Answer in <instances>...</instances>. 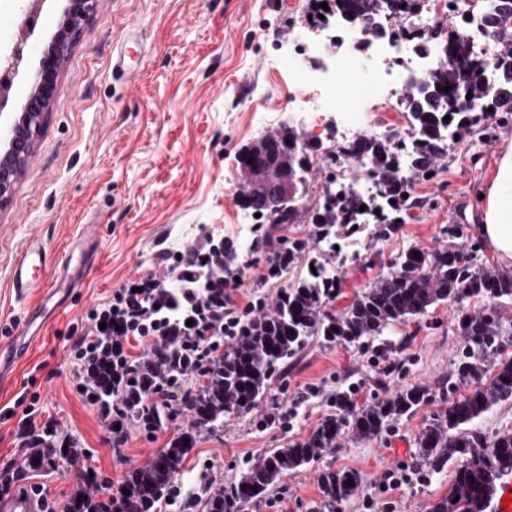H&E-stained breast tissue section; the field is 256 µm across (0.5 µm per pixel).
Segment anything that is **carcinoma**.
I'll return each mask as SVG.
<instances>
[{"label": "carcinoma", "mask_w": 512, "mask_h": 512, "mask_svg": "<svg viewBox=\"0 0 512 512\" xmlns=\"http://www.w3.org/2000/svg\"><path fill=\"white\" fill-rule=\"evenodd\" d=\"M322 1L328 4L329 10L316 8L313 17L317 22H328L332 17L356 23L366 21L373 37L384 34L377 29L379 16L401 20L404 13L419 9L422 2L314 0ZM485 23L494 31L498 45L497 85H486L482 64L474 56L465 34L459 32L449 39L427 75L429 94L424 98L412 95L404 98L403 105L411 117L407 161L400 162L396 155L397 142H405L397 133L385 140L360 145L338 143L324 152L332 167L345 157H365L366 177L371 183L365 206L354 190V180L337 194L325 187L324 200L311 221L321 226L319 239L326 243L327 251L336 253V239L365 227L363 216L368 211L385 212L375 229L378 236L387 237L393 232L398 213L410 198L413 176L434 172L437 161L445 154L438 146L442 134L455 136L460 129L480 122L481 117L491 113L512 114V0H499L485 15ZM446 86L450 90H444ZM469 93L482 102L481 114L470 115L462 108ZM447 115L448 121L444 120ZM273 145L288 146L279 156V165L288 168L292 199L274 216L256 203L245 209L260 214L263 219L271 218L275 224H291L299 216L296 201L299 188L304 186L299 171L305 166L306 150L311 148L297 129L285 126L242 152L243 156L253 158V163L243 166L249 186L244 197L256 196L276 176V170L267 161L268 150ZM416 251L412 248L400 255L389 273L360 293L337 316L325 314L319 301L321 289L332 287L335 276L318 258H312L310 264L321 271V277L301 280L282 289L273 313L249 320L230 349L208 363L205 386L187 400L192 425L150 464L126 475L123 512H162L163 506L177 494L173 479L179 465L194 448L198 433L221 427L226 415L253 409L280 372L281 365L313 336L340 337L350 342L380 336L389 326L448 301L459 306L458 326L467 343L457 363V377L462 381L482 378L487 373L486 363L500 355L508 346L506 339L512 335L493 304L497 299L512 297V273L478 264L474 248L468 253L456 249H422L418 258L414 256ZM233 260L234 253L228 246L222 252L212 251L211 260L207 261L210 274L221 277L224 267ZM198 278L199 273L192 270L183 273L171 283V296L189 294ZM472 297L485 298L488 305L470 312L465 302ZM174 341L171 347L140 361L127 385L112 381V339L99 340L95 356L87 365L96 382L94 394L99 402L108 404L119 398L127 404L130 416L139 418L137 403L143 392L167 376L185 377L196 365L195 352L183 346L179 338ZM508 399H512V358L497 362L487 386L446 403L425 425L419 439V456L433 468L451 459L456 466L448 495L433 505L430 512H492L498 487L504 478L512 475V433L488 439L477 432H463L461 427ZM427 401L428 391L421 386L399 389L385 400L366 407H358L346 396H339L338 414L328 416L305 441L259 456L230 494L219 491L207 497V512H241L245 505L262 497L282 475L317 461L319 451L335 447L341 435L350 432L361 438H374L387 422L413 412ZM76 452L72 444L65 449L57 447L47 431L39 445L30 449L28 460L33 468L42 469L58 457L67 458ZM317 480L321 507L327 512H336V507L354 495L360 483L357 473L330 468L318 472Z\"/></svg>", "instance_id": "1"}]
</instances>
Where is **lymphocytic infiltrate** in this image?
<instances>
[{
    "mask_svg": "<svg viewBox=\"0 0 512 512\" xmlns=\"http://www.w3.org/2000/svg\"><path fill=\"white\" fill-rule=\"evenodd\" d=\"M242 284L235 277L225 276L219 284H198L195 290V309L191 322L175 324L157 323V309L167 308L169 287L154 276L128 281L112 294L106 307L92 311V326L85 336L72 347L74 358L89 353L97 338H112L115 360L114 370H121L130 360L127 346L130 340L153 337L155 346H163L170 337L183 336L195 343L200 353H207L212 346L213 335L236 337L243 316L255 309L253 300L239 303L235 300Z\"/></svg>",
    "mask_w": 512,
    "mask_h": 512,
    "instance_id": "obj_1",
    "label": "lymphocytic infiltrate"
}]
</instances>
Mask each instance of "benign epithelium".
<instances>
[{
    "instance_id": "obj_1",
    "label": "benign epithelium",
    "mask_w": 512,
    "mask_h": 512,
    "mask_svg": "<svg viewBox=\"0 0 512 512\" xmlns=\"http://www.w3.org/2000/svg\"><path fill=\"white\" fill-rule=\"evenodd\" d=\"M96 0H68L65 19L54 43L44 51L38 80L27 100L25 112L18 121L0 127V143L9 146L8 159L0 163V208L9 198V194L18 174L27 165L35 141L41 134L44 110L49 105L56 91V79L60 59L68 39L77 34L82 23L94 9ZM288 193V173H283L268 189L265 207L278 208L283 195Z\"/></svg>"
}]
</instances>
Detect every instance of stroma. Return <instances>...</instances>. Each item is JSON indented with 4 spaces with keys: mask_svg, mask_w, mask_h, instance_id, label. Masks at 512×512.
<instances>
[{
    "mask_svg": "<svg viewBox=\"0 0 512 512\" xmlns=\"http://www.w3.org/2000/svg\"><path fill=\"white\" fill-rule=\"evenodd\" d=\"M305 2L97 0L69 41L42 133L0 208V340L28 318L40 335L0 385V411L6 413L0 418V473L19 471L13 493L37 484L47 498L62 500L85 486L86 472L122 484L129 471L149 464L190 427L192 416L181 405L164 418L156 437L129 424L118 459L97 407L75 391L73 374L81 363L71 345L88 331L90 311L127 281L163 274L167 259L188 255L201 237L217 232L236 247L244 287L264 299L267 310H274L284 282L306 276L308 258L320 251L318 227L308 217L320 198L324 162L305 174L294 223L237 222L239 197L247 189L241 150L284 124L309 131L303 114L288 106L297 87L281 65L306 23ZM65 8V0H46L31 32L17 24L26 0H0V60L22 51L0 122L21 112ZM119 52L126 66L121 75L112 71ZM511 144L512 115L499 113L449 148L433 177L414 181L411 204L389 238L362 232L357 259L332 258L336 297L325 313L342 312L411 247L466 250L478 242V263L500 268L479 229L481 195ZM458 224L459 237L450 233ZM258 236L267 237L273 251L285 239L305 242L308 257L291 267L287 280L260 281L257 263L265 255L246 248ZM30 242L66 260L54 270L55 292L21 299L10 273ZM455 317V305L445 301L374 338L309 339L255 408L198 434L175 479L181 496L163 512H205L207 493L230 490L260 454L306 440L338 412L339 395L367 406L413 385L427 389L426 404L391 420L375 438L342 435L318 462L283 475L243 512H318L317 474L326 468L360 477L341 512H429L447 495L455 465L430 470L418 457L419 435L442 402L475 387L459 382L454 372L464 346ZM26 417L40 427L53 425L57 437L75 442L81 450L77 464L27 467ZM390 471L402 476L401 486L389 487ZM88 489L98 491L96 485ZM189 493L196 499L191 508Z\"/></svg>",
    "mask_w": 512,
    "mask_h": 512,
    "instance_id": "1",
    "label": "stroma"
}]
</instances>
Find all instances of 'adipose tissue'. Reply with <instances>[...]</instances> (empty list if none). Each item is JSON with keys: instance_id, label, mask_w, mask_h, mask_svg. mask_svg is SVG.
Wrapping results in <instances>:
<instances>
[{"instance_id": "obj_1", "label": "adipose tissue", "mask_w": 512, "mask_h": 512, "mask_svg": "<svg viewBox=\"0 0 512 512\" xmlns=\"http://www.w3.org/2000/svg\"><path fill=\"white\" fill-rule=\"evenodd\" d=\"M484 224L482 231L495 257L512 263V148L499 164L497 174L483 196Z\"/></svg>"}]
</instances>
